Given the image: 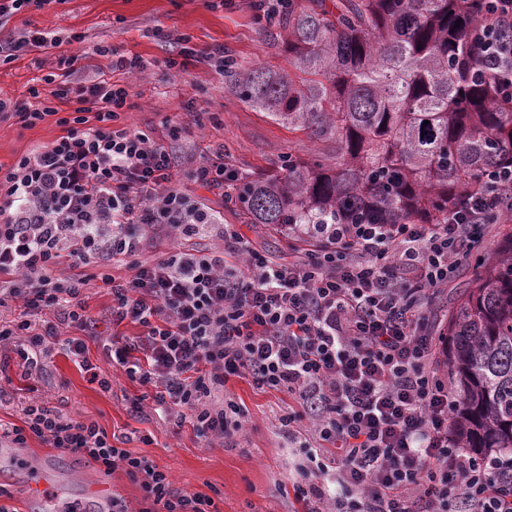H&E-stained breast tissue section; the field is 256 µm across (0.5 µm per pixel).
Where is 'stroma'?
Returning <instances> with one entry per match:
<instances>
[{
  "mask_svg": "<svg viewBox=\"0 0 512 512\" xmlns=\"http://www.w3.org/2000/svg\"><path fill=\"white\" fill-rule=\"evenodd\" d=\"M253 14L252 0H235L234 7L224 10L209 9L206 0H51L42 9L13 15L6 28L50 31L60 37V45L0 64V99H28L34 84L49 92L48 79L59 75L57 60L62 56L75 57L71 76L75 82L115 80L109 48L141 57L144 69L124 77L130 86L126 123L167 140L176 161L175 179L185 194L223 210L225 223L236 225L268 258L283 263L297 259L299 253L290 247L287 234L242 223L232 196L199 185L190 172L218 144L228 148L229 165L249 175L263 173L288 150L303 156L314 153L315 145L254 111L227 77L203 63H193L187 73L173 77L162 66L165 58L179 52L178 41L185 38L193 48L220 45L240 60L287 67L284 43L265 38ZM171 118L180 124L173 139L167 127ZM60 134L51 118L32 129L11 120L1 122L0 174L32 147L49 144ZM84 296L98 318L96 338L88 343L89 357L110 380L111 390L88 382L60 345L49 348L40 371L30 378L25 377L18 355L6 347L0 349V390L5 393L0 399V424H21L24 409L41 404L127 438L128 450L152 459L168 472L176 488L212 497L219 512H302L291 488L296 451L289 448L278 421L290 401L287 393L258 390L248 377L230 378L226 393L243 407L245 429L233 441L206 442L191 424L178 427L160 418L152 399L145 396V387L107 354L104 344L113 335L131 339L139 332L131 323L113 326L110 289L95 279ZM136 397L143 400L137 412L130 407ZM33 469L44 474L50 494L60 502L82 500L86 487L103 475L97 464L35 438L21 449L0 447V489L10 494L14 512H41L27 497Z\"/></svg>",
  "mask_w": 512,
  "mask_h": 512,
  "instance_id": "35a3bbf8",
  "label": "stroma"
}]
</instances>
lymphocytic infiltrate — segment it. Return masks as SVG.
I'll use <instances>...</instances> for the list:
<instances>
[{"instance_id": "obj_1", "label": "lymphocytic infiltrate", "mask_w": 512, "mask_h": 512, "mask_svg": "<svg viewBox=\"0 0 512 512\" xmlns=\"http://www.w3.org/2000/svg\"><path fill=\"white\" fill-rule=\"evenodd\" d=\"M50 0H0V62L27 47L60 45L40 31L5 32L10 17ZM480 62L512 92V0H488L477 35ZM0 100V121L26 128L55 117L62 134L0 178V307L19 299L27 319H0V346L39 367L58 329L32 315L63 310L81 334L67 356L110 389L84 337L96 322L82 298L86 269L112 289L113 324L142 339L113 345V361L153 388L156 411L197 436L230 440L243 411L225 396L232 377L291 397L281 419L302 459L292 490L304 512H512V454L476 460L451 428L456 400L438 373L441 340L431 298L446 286L512 186V169L488 178L444 224H292L315 251L287 264L267 259L220 211L184 194L165 143L120 122L130 87L56 81L49 94ZM67 105L60 115L59 105ZM218 232L219 251L174 248L147 259L144 240ZM123 257L129 277L107 272ZM69 264L74 275L59 274ZM36 438L139 482L141 512H218L212 497L174 487L147 456L122 448L96 423L38 404L0 442Z\"/></svg>"}]
</instances>
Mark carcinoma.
<instances>
[{"label": "carcinoma", "instance_id": "obj_1", "mask_svg": "<svg viewBox=\"0 0 512 512\" xmlns=\"http://www.w3.org/2000/svg\"><path fill=\"white\" fill-rule=\"evenodd\" d=\"M480 2L288 0L265 33L286 38L291 70L230 59L224 74L320 149L239 178L243 223L442 224L485 171L512 166V102L475 75ZM479 265L445 329L453 429L477 459L512 451V225Z\"/></svg>", "mask_w": 512, "mask_h": 512}]
</instances>
